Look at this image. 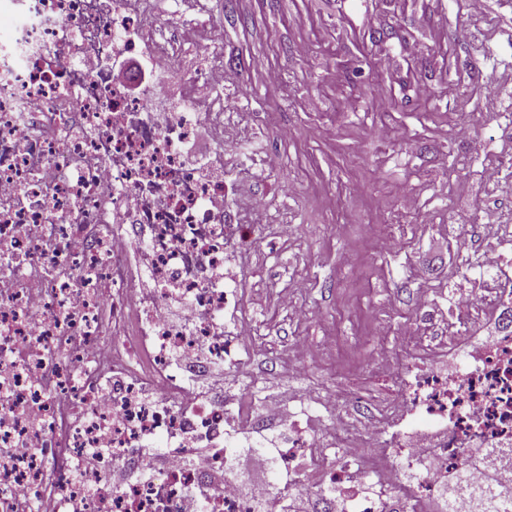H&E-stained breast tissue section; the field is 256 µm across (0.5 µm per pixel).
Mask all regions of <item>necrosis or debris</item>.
<instances>
[{"mask_svg": "<svg viewBox=\"0 0 512 512\" xmlns=\"http://www.w3.org/2000/svg\"><path fill=\"white\" fill-rule=\"evenodd\" d=\"M219 34L172 27L148 0H0V512H254L227 462L245 431L278 426L292 497L334 487L333 512H434L447 482L479 487L512 467V263L452 298L448 344L411 327L374 369L398 399L351 400L318 434L335 392L288 404L201 388L258 335L241 314L251 227L233 202L224 147L251 128L224 119L222 58L170 72ZM140 59L144 74L119 72ZM209 95H199L198 80ZM207 132V166L182 150ZM185 310V324L171 320ZM495 320L490 340L447 359L456 335ZM414 351L415 364L403 354Z\"/></svg>", "mask_w": 512, "mask_h": 512, "instance_id": "4bbe7bcc", "label": "necrosis or debris"}]
</instances>
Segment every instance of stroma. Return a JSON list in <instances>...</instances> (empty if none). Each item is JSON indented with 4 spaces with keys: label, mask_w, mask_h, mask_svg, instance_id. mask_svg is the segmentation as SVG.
Returning a JSON list of instances; mask_svg holds the SVG:
<instances>
[{
    "label": "stroma",
    "mask_w": 512,
    "mask_h": 512,
    "mask_svg": "<svg viewBox=\"0 0 512 512\" xmlns=\"http://www.w3.org/2000/svg\"><path fill=\"white\" fill-rule=\"evenodd\" d=\"M181 16L219 26L216 49L238 71L224 93L254 138L225 167L265 145L280 152L276 169L253 165L235 190L239 202L267 200L242 283L261 334L225 384L238 378L282 398L332 387L343 411L354 388L397 397V383L371 366L375 352L398 348L425 303L444 309L471 288L475 257L498 244L483 224L484 186L468 200L450 186L475 177L457 155L490 167L512 151L481 109L490 72L512 67V0H491L480 17L464 0H181ZM421 84L431 96L417 95ZM460 236L471 263L452 249ZM301 276L310 313L300 319L277 297ZM329 336L335 354L289 374L295 340Z\"/></svg>",
    "instance_id": "obj_1"
}]
</instances>
